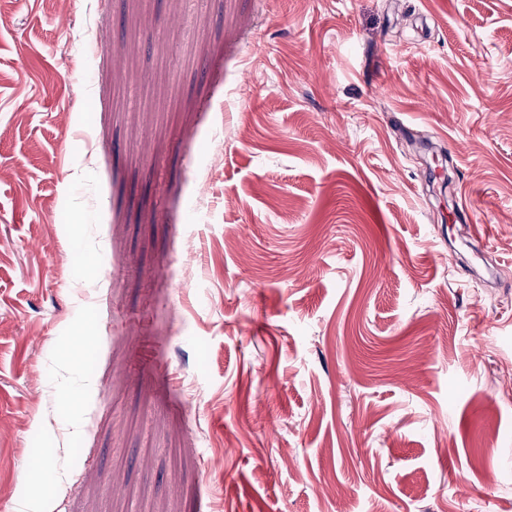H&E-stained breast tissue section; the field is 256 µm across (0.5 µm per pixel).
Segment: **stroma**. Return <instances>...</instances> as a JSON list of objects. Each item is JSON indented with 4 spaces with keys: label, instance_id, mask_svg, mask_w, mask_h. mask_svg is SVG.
<instances>
[{
    "label": "stroma",
    "instance_id": "stroma-1",
    "mask_svg": "<svg viewBox=\"0 0 512 512\" xmlns=\"http://www.w3.org/2000/svg\"><path fill=\"white\" fill-rule=\"evenodd\" d=\"M509 366L512 0L0 10V506L512 512ZM96 340L97 336H92L86 328L80 329L77 336H73V340L66 345L61 353V358L66 366L79 365L85 350Z\"/></svg>",
    "mask_w": 512,
    "mask_h": 512
}]
</instances>
